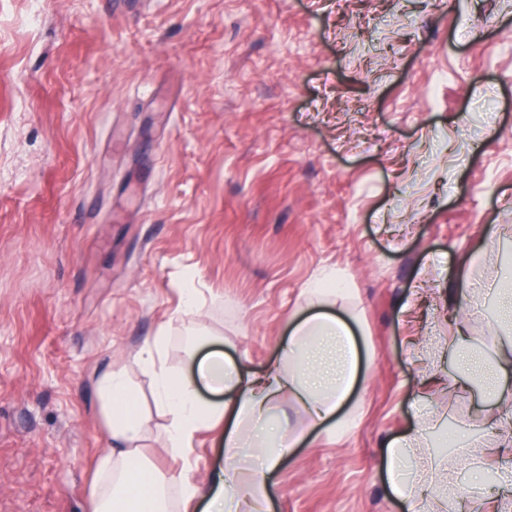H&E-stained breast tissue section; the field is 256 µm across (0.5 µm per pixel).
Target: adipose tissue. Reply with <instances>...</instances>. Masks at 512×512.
Here are the masks:
<instances>
[{
    "label": "adipose tissue",
    "mask_w": 512,
    "mask_h": 512,
    "mask_svg": "<svg viewBox=\"0 0 512 512\" xmlns=\"http://www.w3.org/2000/svg\"><path fill=\"white\" fill-rule=\"evenodd\" d=\"M502 303L489 344L474 345L470 337L452 342L464 371H476L480 389L492 391L505 421H512V286L492 284ZM166 338L146 341L133 362L151 378L153 400L168 421L162 448L175 467H150L140 446L147 418L137 405L135 389L124 369L99 374L93 386L109 425V446L96 473L94 512H116L118 504L146 503L148 512H169L171 500L189 504L200 486L187 466L195 437L204 431L224 438V466L209 479L206 512H268L276 477L297 437L283 421L268 416L282 394H289L309 412L314 426L330 435L353 428L357 419L343 406L357 379L359 351L348 321L323 311L293 323L280 353L264 372L214 352L201 359L193 374L171 370L165 361ZM419 425L414 436L388 441L382 450L390 494L408 512H427L435 498V476L459 467L484 476L495 466L502 484L512 483V450L493 448L454 459L419 455V441L442 427L427 405L416 407Z\"/></svg>",
    "instance_id": "obj_1"
}]
</instances>
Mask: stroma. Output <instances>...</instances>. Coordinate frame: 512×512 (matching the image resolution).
Masks as SVG:
<instances>
[{"label":"stroma","instance_id":"35a3bbf8","mask_svg":"<svg viewBox=\"0 0 512 512\" xmlns=\"http://www.w3.org/2000/svg\"><path fill=\"white\" fill-rule=\"evenodd\" d=\"M464 257L479 344L512 262V0H0V512H92L113 365L172 469L130 353L162 330L189 371L194 328L261 370L328 268L361 419L329 436L281 400L303 440L270 512H405L380 447L416 400L474 453L507 434L448 348Z\"/></svg>","mask_w":512,"mask_h":512}]
</instances>
